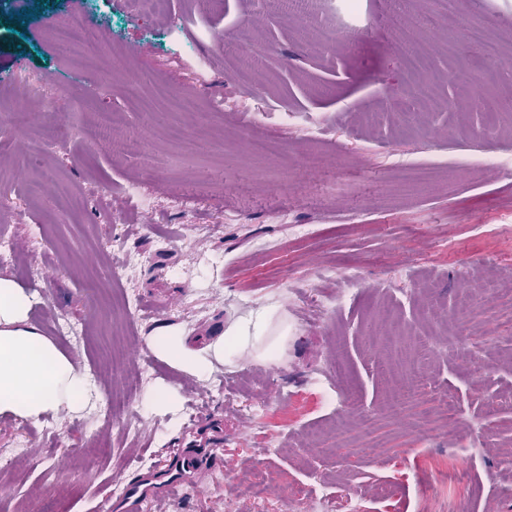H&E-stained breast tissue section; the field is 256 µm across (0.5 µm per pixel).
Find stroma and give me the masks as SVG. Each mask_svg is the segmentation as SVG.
I'll return each instance as SVG.
<instances>
[{
    "label": "stroma",
    "mask_w": 512,
    "mask_h": 512,
    "mask_svg": "<svg viewBox=\"0 0 512 512\" xmlns=\"http://www.w3.org/2000/svg\"><path fill=\"white\" fill-rule=\"evenodd\" d=\"M222 2L207 17L169 0V13L137 19L109 0L93 47L54 38L93 0H0V125L19 128L0 158V234L18 258L0 260V276L32 293V320L99 393L77 415H0V512H112L120 488L200 427L212 440L190 483L143 512H288L299 488L351 496L361 512H512V334L445 317L467 288L512 293V130L461 108L449 77L469 68L512 114V0H404L430 58L413 79L432 85L437 112L407 93L392 0H336L329 44L300 38L307 21L275 0ZM473 26L498 54L470 40ZM243 33L264 60L246 97L222 50ZM20 73L56 111L16 85ZM132 73L146 82L129 99ZM202 86L205 105L171 111L170 97ZM103 112L144 150L100 143ZM256 137L278 154L251 153ZM488 154L495 165L472 166ZM133 180L141 199L125 195ZM195 191L204 206L173 208ZM336 294L342 307L323 308ZM263 305L288 325L277 360L218 362L199 380L149 346L165 329L203 347ZM386 308L407 327L403 354L384 347ZM411 376L447 397L455 432L432 400L390 409ZM155 389L172 409L143 407ZM251 472L264 477L258 499L241 493Z\"/></svg>",
    "instance_id": "1"
}]
</instances>
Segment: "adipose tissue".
Here are the masks:
<instances>
[{
	"label": "adipose tissue",
	"mask_w": 512,
	"mask_h": 512,
	"mask_svg": "<svg viewBox=\"0 0 512 512\" xmlns=\"http://www.w3.org/2000/svg\"><path fill=\"white\" fill-rule=\"evenodd\" d=\"M31 308V294L15 280L0 277V414L36 422L49 414L79 413L95 388L31 322ZM277 317V309L263 306L234 320L223 338L205 348H189L183 337L168 332L154 336L150 347L203 380L217 362L276 359L285 341L271 334Z\"/></svg>",
	"instance_id": "adipose-tissue-1"
}]
</instances>
